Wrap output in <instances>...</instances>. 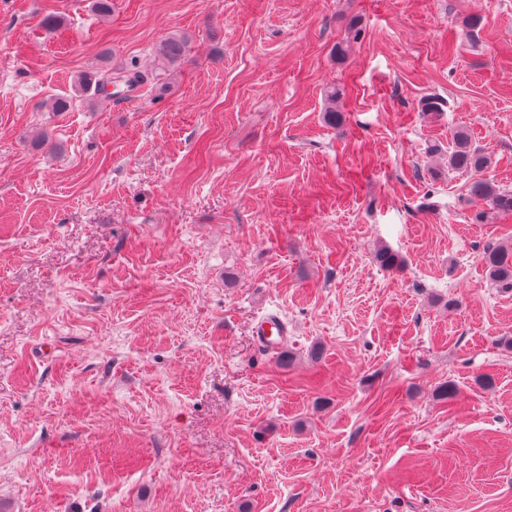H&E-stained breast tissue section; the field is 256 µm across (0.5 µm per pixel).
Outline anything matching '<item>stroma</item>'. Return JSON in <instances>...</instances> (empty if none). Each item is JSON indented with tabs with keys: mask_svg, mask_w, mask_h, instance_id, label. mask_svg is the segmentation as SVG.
I'll return each instance as SVG.
<instances>
[{
	"mask_svg": "<svg viewBox=\"0 0 512 512\" xmlns=\"http://www.w3.org/2000/svg\"><path fill=\"white\" fill-rule=\"evenodd\" d=\"M458 125L512 189V0H0V512H512ZM187 41L183 37L172 36L158 49V55L170 66L180 63L187 51ZM112 77V72L109 74H103L99 77L88 78L80 81L79 86L81 90L89 91L94 84V94L101 93L107 96H112V93H104L107 91V87L112 83H123L127 88L133 90L139 85L145 83L148 80V75L141 71H121ZM254 333L263 345L272 350H279L287 339L288 326L280 317L268 315L255 323Z\"/></svg>",
	"mask_w": 512,
	"mask_h": 512,
	"instance_id": "stroma-1",
	"label": "stroma"
}]
</instances>
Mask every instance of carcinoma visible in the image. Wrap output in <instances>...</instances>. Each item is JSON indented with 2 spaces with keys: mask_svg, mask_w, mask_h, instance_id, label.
<instances>
[{
  "mask_svg": "<svg viewBox=\"0 0 512 512\" xmlns=\"http://www.w3.org/2000/svg\"><path fill=\"white\" fill-rule=\"evenodd\" d=\"M187 51V41L179 36H172L158 49V55L170 66L180 63ZM148 80V75L141 71H121L115 75L103 74L96 78L80 81V89L104 93L114 83H122L134 89ZM492 166L491 158L478 146L473 144L469 130L457 126L448 135V168L461 170L471 175L468 187L469 195L486 202L489 207L504 216L512 214V190L501 188L489 176ZM376 263L385 268H397L402 265L400 256L388 247L380 248L374 255ZM483 261L487 274L493 285L504 293H512V245H498L483 252Z\"/></svg>",
  "mask_w": 512,
  "mask_h": 512,
  "instance_id": "obj_1",
  "label": "carcinoma"
}]
</instances>
